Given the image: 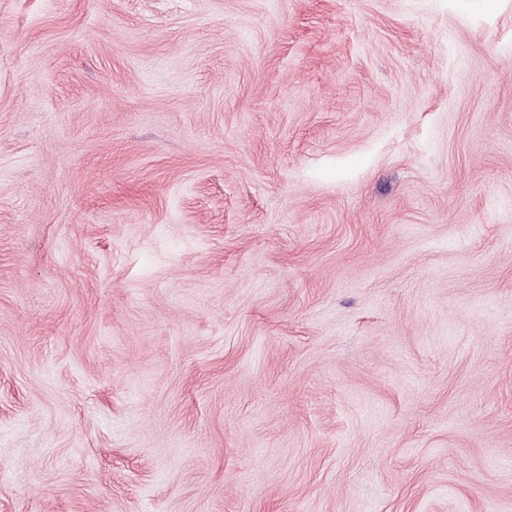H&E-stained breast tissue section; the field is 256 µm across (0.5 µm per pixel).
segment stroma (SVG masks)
<instances>
[{
	"instance_id": "1",
	"label": "stroma",
	"mask_w": 512,
	"mask_h": 512,
	"mask_svg": "<svg viewBox=\"0 0 512 512\" xmlns=\"http://www.w3.org/2000/svg\"><path fill=\"white\" fill-rule=\"evenodd\" d=\"M0 512H512V0H0Z\"/></svg>"
}]
</instances>
